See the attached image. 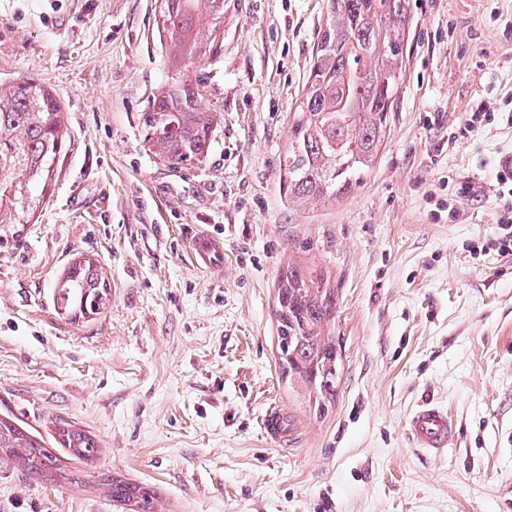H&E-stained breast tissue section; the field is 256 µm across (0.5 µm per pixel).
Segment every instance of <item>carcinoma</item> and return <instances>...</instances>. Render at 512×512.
Masks as SVG:
<instances>
[{"mask_svg": "<svg viewBox=\"0 0 512 512\" xmlns=\"http://www.w3.org/2000/svg\"><path fill=\"white\" fill-rule=\"evenodd\" d=\"M159 40L180 52L171 82L141 113L143 142L175 167L207 158L220 113L202 107V83L181 74L220 49L224 0H160ZM408 0H327L325 29L319 37L306 91L290 124L280 178L287 201L330 204L360 186L383 144L403 78L408 45ZM66 138L63 109L41 85L23 80L9 92L0 88V240L28 224L49 191L53 165ZM109 301V283L96 263L74 262L54 289L61 313L96 315ZM336 289L319 268L290 265L282 274L275 310L277 352L282 374L300 380L315 394L323 413L336 394L338 352L324 325L336 318ZM55 443L77 461L98 458V441L72 425L56 428ZM0 450L25 460L32 474L54 477L60 459L34 436L0 417ZM108 491L120 505L150 512L154 492L114 479Z\"/></svg>", "mask_w": 512, "mask_h": 512, "instance_id": "obj_1", "label": "carcinoma"}]
</instances>
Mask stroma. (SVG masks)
<instances>
[{
    "label": "stroma",
    "instance_id": "1",
    "mask_svg": "<svg viewBox=\"0 0 512 512\" xmlns=\"http://www.w3.org/2000/svg\"><path fill=\"white\" fill-rule=\"evenodd\" d=\"M225 3L220 51L184 71L222 123L204 163L175 169L141 138L175 53L159 0H0V84H41L67 129L49 197L0 245V416L100 443L88 464L57 449L51 481L0 453V512H121L112 477L154 490V512H512V256L491 187L512 118L457 136L479 99L512 101V0H409L387 136L333 205L287 202L280 184L326 0ZM465 185L455 214L440 208ZM200 232L223 239L222 268L194 266ZM84 257L109 301L69 318L54 285ZM293 263L338 297L322 416L275 360ZM426 402L456 428L434 457L406 435ZM273 405L280 441L260 426ZM512 207L508 205L503 209L497 224L502 233L496 239L495 247L503 255H512Z\"/></svg>",
    "mask_w": 512,
    "mask_h": 512
}]
</instances>
